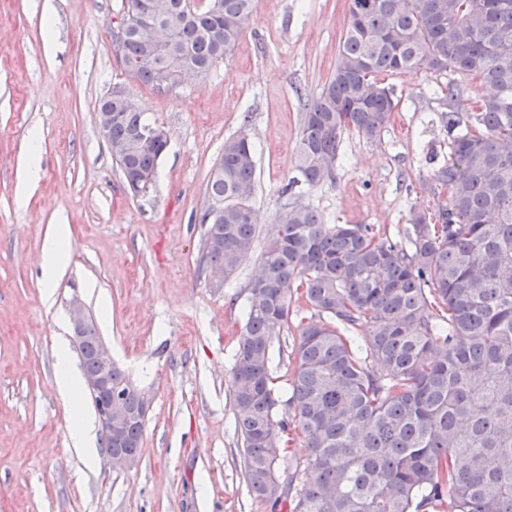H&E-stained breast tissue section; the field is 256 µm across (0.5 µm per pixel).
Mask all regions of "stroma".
<instances>
[{
    "mask_svg": "<svg viewBox=\"0 0 512 512\" xmlns=\"http://www.w3.org/2000/svg\"><path fill=\"white\" fill-rule=\"evenodd\" d=\"M124 0H0V512H291L250 493L229 390L237 336L268 232L285 206L332 224H373L396 239L409 210L433 211L422 186L448 160L447 111L429 71L387 75L400 101L368 141L341 139L332 178L296 177L303 99L335 72L348 0H256L231 53L199 81L156 91L128 74L112 45ZM124 89L168 131L149 191L135 197L97 128L101 98ZM254 146L256 249L229 279L200 271L207 184L225 139ZM39 175L26 183L29 163ZM70 230L53 302L43 242ZM80 301L130 381L151 403L140 462L86 464L70 445L56 388L60 351L77 352L69 308ZM313 314L293 298L272 346L280 400L293 341ZM282 484L310 473L300 431L288 434Z\"/></svg>",
    "mask_w": 512,
    "mask_h": 512,
    "instance_id": "35a3bbf8",
    "label": "stroma"
}]
</instances>
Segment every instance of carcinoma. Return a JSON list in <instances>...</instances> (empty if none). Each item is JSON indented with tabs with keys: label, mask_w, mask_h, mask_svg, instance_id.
Instances as JSON below:
<instances>
[{
	"label": "carcinoma",
	"mask_w": 512,
	"mask_h": 512,
	"mask_svg": "<svg viewBox=\"0 0 512 512\" xmlns=\"http://www.w3.org/2000/svg\"><path fill=\"white\" fill-rule=\"evenodd\" d=\"M149 5L175 26L158 51L137 29ZM255 0H126L117 43L128 73L160 90V75L190 61L205 75L244 33ZM340 61L306 99L296 169L316 186L333 177L341 136L377 138L400 100L380 74H451L446 84L448 164L424 191L434 222L410 211L406 242L373 224H329L289 206L274 225L250 284L247 320L230 380L246 481L278 504L280 434L295 424L310 453L293 512H512V0H349ZM491 92L461 103L454 76ZM121 113L112 147L122 174L149 190L167 143L143 146L146 113ZM256 177L247 134L224 140L208 181L203 256L234 274L253 252ZM317 317L300 331L286 407L273 388L271 348L288 326L294 294ZM368 333L364 350L352 333ZM83 373L98 369L95 341ZM112 392L130 410L112 451L140 456L145 418L131 381L112 367Z\"/></svg>",
	"instance_id": "carcinoma-1"
}]
</instances>
